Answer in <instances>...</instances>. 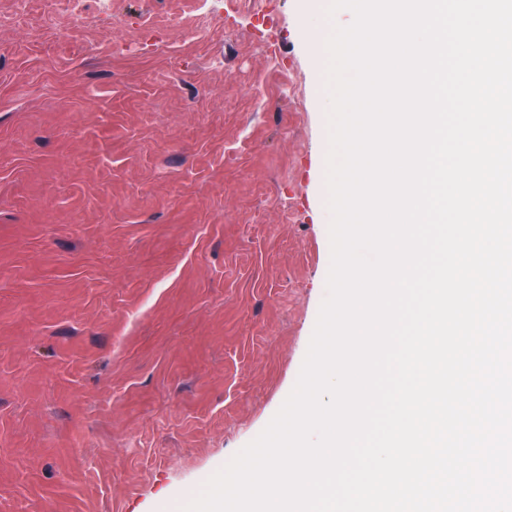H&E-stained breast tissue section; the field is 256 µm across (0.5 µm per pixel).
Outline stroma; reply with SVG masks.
I'll return each instance as SVG.
<instances>
[{"label": "stroma", "mask_w": 512, "mask_h": 512, "mask_svg": "<svg viewBox=\"0 0 512 512\" xmlns=\"http://www.w3.org/2000/svg\"><path fill=\"white\" fill-rule=\"evenodd\" d=\"M322 0H51L0 27V512H180L326 296Z\"/></svg>", "instance_id": "stroma-1"}]
</instances>
